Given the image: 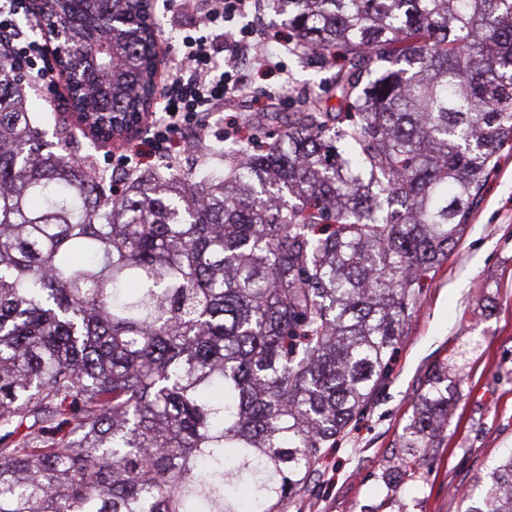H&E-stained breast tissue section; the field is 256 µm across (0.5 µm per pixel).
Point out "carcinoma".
<instances>
[{"instance_id":"obj_1","label":"carcinoma","mask_w":512,"mask_h":512,"mask_svg":"<svg viewBox=\"0 0 512 512\" xmlns=\"http://www.w3.org/2000/svg\"><path fill=\"white\" fill-rule=\"evenodd\" d=\"M141 0H70L88 39ZM336 67L224 167L98 171L44 150L0 62V512H287L382 391L422 282L512 142V0H270ZM155 30L73 90L129 122ZM112 75V94L87 92ZM336 102H331V98ZM458 382L427 375L385 468L414 477ZM465 512H512V453Z\"/></svg>"}]
</instances>
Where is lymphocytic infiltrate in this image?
<instances>
[{
    "instance_id": "obj_1",
    "label": "lymphocytic infiltrate",
    "mask_w": 512,
    "mask_h": 512,
    "mask_svg": "<svg viewBox=\"0 0 512 512\" xmlns=\"http://www.w3.org/2000/svg\"><path fill=\"white\" fill-rule=\"evenodd\" d=\"M254 0H205L202 35H185L184 50L172 69L161 100L149 117L144 139L147 155L161 162L174 155V138L185 128L198 126L203 115L223 108L241 81L218 58L221 41L233 40L238 50H249V32L232 28L235 18L247 15ZM26 0H0V58L27 65L41 86L54 89L56 73L47 44L28 36L16 21L26 11Z\"/></svg>"
}]
</instances>
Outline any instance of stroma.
<instances>
[{
    "label": "stroma",
    "mask_w": 512,
    "mask_h": 512,
    "mask_svg": "<svg viewBox=\"0 0 512 512\" xmlns=\"http://www.w3.org/2000/svg\"><path fill=\"white\" fill-rule=\"evenodd\" d=\"M153 10L161 64L167 67L178 57L182 31L195 15L190 10L168 13L158 2ZM255 19L261 27L253 41L266 61L246 68L242 91L226 103L204 137L182 133V142L194 146L180 158L187 168L223 161L225 136L248 133L259 113L288 114L310 89L332 86L333 68L282 52L284 27L268 0H257L250 15L236 24L247 26ZM142 138L138 127L114 143L86 136L82 151L109 170L114 155L129 153ZM443 363L460 379L443 442L415 478L388 493L381 467L401 451L421 381ZM510 450L512 146H507L461 240L426 280L407 334L396 346L383 393L337 440L310 483V495L290 502L288 512H370L386 499L390 512H463L462 495L480 498L493 464Z\"/></svg>",
    "instance_id": "obj_1"
}]
</instances>
